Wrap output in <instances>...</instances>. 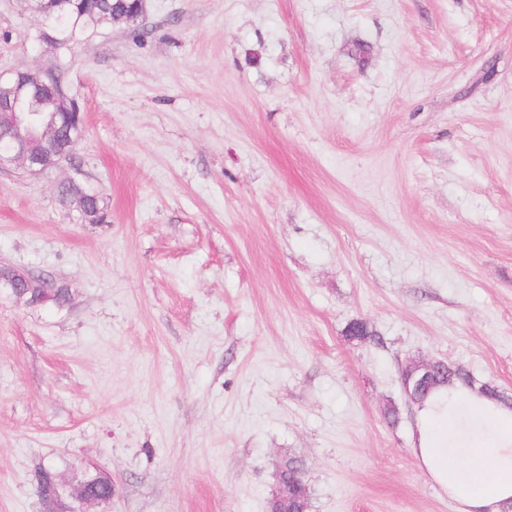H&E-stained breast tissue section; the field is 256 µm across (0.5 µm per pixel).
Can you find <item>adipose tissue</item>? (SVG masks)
Segmentation results:
<instances>
[{"mask_svg":"<svg viewBox=\"0 0 512 512\" xmlns=\"http://www.w3.org/2000/svg\"><path fill=\"white\" fill-rule=\"evenodd\" d=\"M413 453L458 512L512 507V408L464 388L435 391L418 408Z\"/></svg>","mask_w":512,"mask_h":512,"instance_id":"1","label":"adipose tissue"}]
</instances>
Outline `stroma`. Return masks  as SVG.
<instances>
[{
    "label": "stroma",
    "instance_id": "35a3bbf8",
    "mask_svg": "<svg viewBox=\"0 0 512 512\" xmlns=\"http://www.w3.org/2000/svg\"><path fill=\"white\" fill-rule=\"evenodd\" d=\"M35 34L0 0V73L63 69L85 122L74 161L0 169V262L73 299L0 295V512H50L42 463L110 477L107 512H266L286 457L309 512H457L401 372L512 397V0H146L66 53ZM437 360H415L408 363L405 367V378H403V391L407 392L411 383L417 387L427 383L433 376V369Z\"/></svg>",
    "mask_w": 512,
    "mask_h": 512
}]
</instances>
